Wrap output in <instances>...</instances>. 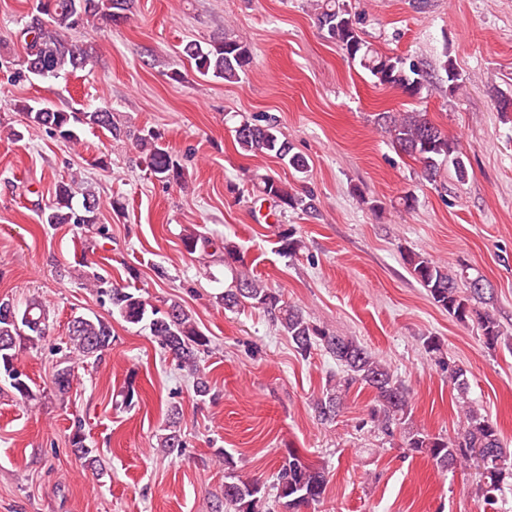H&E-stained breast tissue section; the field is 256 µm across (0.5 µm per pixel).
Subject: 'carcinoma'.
<instances>
[{
	"label": "carcinoma",
	"mask_w": 512,
	"mask_h": 512,
	"mask_svg": "<svg viewBox=\"0 0 512 512\" xmlns=\"http://www.w3.org/2000/svg\"><path fill=\"white\" fill-rule=\"evenodd\" d=\"M318 28L327 39L338 44L346 56L367 70L380 85L395 88L409 97H417L429 89L432 75L426 67L410 55L389 56L379 52L361 36L359 20L352 14L348 0H312ZM133 0H36L29 19L22 28L25 55L23 63L29 73L41 78H56L63 73L85 68L88 54L69 43L68 34L84 29L99 19L116 22L132 12ZM183 53L194 61L196 71L203 77L226 82H238L252 62V51L244 41L224 35L202 46L189 42ZM31 125L44 128L57 138L77 143L75 127L78 124L107 130L112 137H127L113 121L106 107L92 111H65L30 104H18ZM377 126L390 136L401 153L412 158L420 167V177L437 182L441 171L452 165L457 180L468 175L464 154L450 141L448 134L435 125L424 112H380ZM235 142L245 152L275 157L298 174L308 171L307 159L293 152L288 139L271 119L263 121L240 116L234 123ZM135 142L150 171L159 179L180 186L185 184L183 169L169 152L159 148L151 131H142ZM260 197L272 203L279 213L289 210L303 213L317 211L312 190L301 185L292 187L280 178L266 173L257 176ZM77 175L55 184L53 204L41 211L43 224H78L98 226V199L83 187ZM82 195L81 208L73 205L76 194ZM279 251L290 256L303 248V241L291 231L279 235ZM185 250L194 254H210L216 248L213 239L189 233L183 239ZM411 275L426 291L430 301L459 323L473 322L480 331V340L489 350L508 340L498 319L485 308L491 298L477 287L484 281L471 277L467 268L451 270L429 256L407 250L402 255ZM87 286L107 298L112 308L128 323L149 328L161 347L172 355L179 366L193 378L195 395L204 399L211 396V382L201 367L202 358L209 352L210 337L198 327L193 313L178 300L171 301L161 312L141 295L126 287L112 284L107 277L92 272ZM224 309L235 312L245 307L258 309L270 317L283 335L306 358L319 349L328 354L340 369V374L329 377L325 389L314 399L312 409L322 423L336 419L344 408L346 394L354 385H363L374 393L369 410L373 429L389 437L400 438L412 454H423L442 470L454 469L473 462L482 480L480 489L489 504L497 503L506 491L512 490V451L506 448L497 422L481 408L468 401L467 370L448 357L437 336L422 337L426 359L448 374V384L461 399V428L454 437L431 435L419 428L413 420V404L409 390L397 379L394 371L381 361L355 336H340L314 322L306 311L282 298V294L262 280L248 275L233 278L230 286L218 296ZM27 334H22V329ZM47 313L38 301L19 309L12 302L0 301V376L10 381L15 394L32 399L28 383L16 366L21 342L35 344L46 335ZM112 346L111 325L98 318L78 316L68 327V340L62 356V367L54 377V385L61 395L66 394L75 377V367L89 359H99ZM183 412L173 405L168 410L165 433L159 437L158 447L168 455L182 452L180 424ZM76 455L91 469H97V449L85 444L81 430L71 439ZM224 465V492L216 498L213 512H303V509L323 499L326 475L322 468L308 462L298 451L288 450L277 468L271 487L236 471L232 457L224 450L217 453Z\"/></svg>",
	"instance_id": "1"
}]
</instances>
